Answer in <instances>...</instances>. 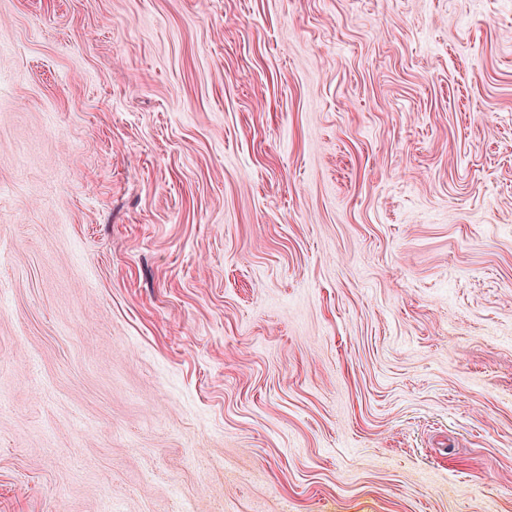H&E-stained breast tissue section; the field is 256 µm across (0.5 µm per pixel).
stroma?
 <instances>
[{
    "label": "stroma",
    "mask_w": 512,
    "mask_h": 512,
    "mask_svg": "<svg viewBox=\"0 0 512 512\" xmlns=\"http://www.w3.org/2000/svg\"><path fill=\"white\" fill-rule=\"evenodd\" d=\"M0 512H512V0H0Z\"/></svg>",
    "instance_id": "35a3bbf8"
}]
</instances>
